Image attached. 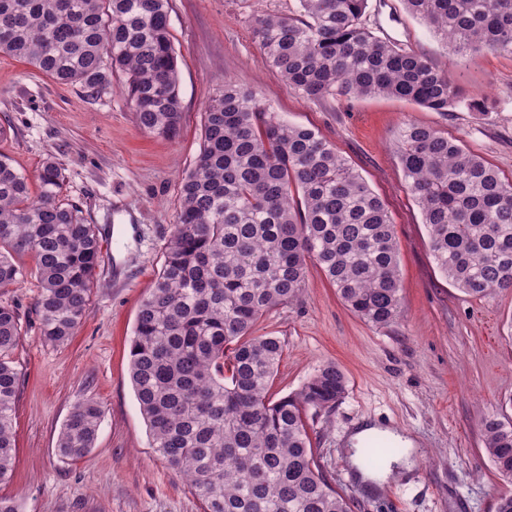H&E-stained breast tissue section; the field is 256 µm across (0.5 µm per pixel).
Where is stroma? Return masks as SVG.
<instances>
[{
	"instance_id": "stroma-1",
	"label": "stroma",
	"mask_w": 512,
	"mask_h": 512,
	"mask_svg": "<svg viewBox=\"0 0 512 512\" xmlns=\"http://www.w3.org/2000/svg\"><path fill=\"white\" fill-rule=\"evenodd\" d=\"M296 0H171L178 56L181 130L169 140L139 129L113 74L98 94L62 84L22 60L0 55V153L34 175L46 158L67 177L62 202L111 240L76 334L44 343L34 312L35 277L0 292L20 312L22 370L14 420L15 463L0 496L21 512H202L190 485L156 454L129 379L130 345L142 298L163 261L177 220L179 187L202 146L205 106L224 86L258 90L288 122L318 131L385 201L401 243L400 322L374 327L349 312L317 268L300 301L261 319L255 331L279 337L283 353L273 397L298 391L333 361L348 379L343 398L311 421L317 459L355 502L354 512H494L512 493L488 459L480 423L512 417V291L466 296L438 271L419 209L396 155L404 124L459 139L512 178V55L448 54L403 0H369L365 23L407 50L451 70L468 98L447 113L384 96L305 100L262 59L252 38L254 11ZM91 399L103 410L84 458L57 451L72 407ZM365 426L393 428L419 454L408 475L376 489L355 477L348 440Z\"/></svg>"
}]
</instances>
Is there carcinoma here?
<instances>
[{"mask_svg":"<svg viewBox=\"0 0 512 512\" xmlns=\"http://www.w3.org/2000/svg\"><path fill=\"white\" fill-rule=\"evenodd\" d=\"M449 53L512 55V0H403ZM368 0H297L261 12L251 32L263 60L309 101L387 96L446 112L465 99L452 72L377 36ZM170 0H0V53L65 84L99 93L114 72L140 130L169 139L183 107ZM203 145L180 182L177 223L141 301L130 380L156 453L193 488L203 512H352L316 464L308 417L330 410L347 378L327 362L299 391L273 399L281 355L257 322L302 294L317 267L364 322L403 317L400 244L385 201L316 130L271 111L233 85L205 108ZM397 158L429 233L438 270L465 295L512 289V179L460 141L425 125L399 131ZM37 188L0 154V288L35 260L34 311L43 342L60 345L85 316L101 243L60 196L64 168L46 159ZM18 307L0 302V484L14 470L13 419L21 371ZM102 416L74 405L58 452L81 459ZM484 450L512 481V421L481 422Z\"/></svg>","mask_w":512,"mask_h":512,"instance_id":"cac0c4a2","label":"carcinoma"}]
</instances>
